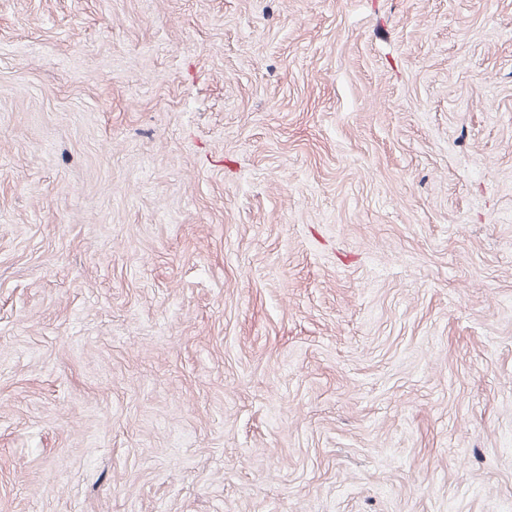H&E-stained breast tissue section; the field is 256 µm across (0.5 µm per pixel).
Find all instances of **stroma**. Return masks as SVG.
<instances>
[{"mask_svg":"<svg viewBox=\"0 0 512 512\" xmlns=\"http://www.w3.org/2000/svg\"><path fill=\"white\" fill-rule=\"evenodd\" d=\"M0 512H512V0H0Z\"/></svg>","mask_w":512,"mask_h":512,"instance_id":"35a3bbf8","label":"stroma"}]
</instances>
